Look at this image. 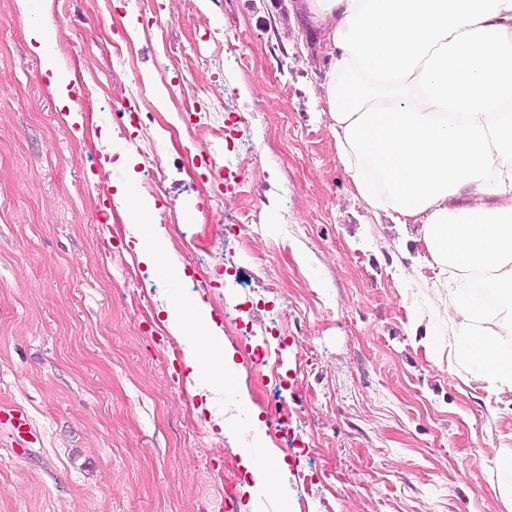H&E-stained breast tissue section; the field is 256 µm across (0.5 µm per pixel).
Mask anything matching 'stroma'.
Segmentation results:
<instances>
[{
	"instance_id": "35a3bbf8",
	"label": "stroma",
	"mask_w": 512,
	"mask_h": 512,
	"mask_svg": "<svg viewBox=\"0 0 512 512\" xmlns=\"http://www.w3.org/2000/svg\"><path fill=\"white\" fill-rule=\"evenodd\" d=\"M105 4L0 0V402L37 431L24 448L0 431V512H224L229 494L244 507L248 403L269 457L296 452L255 512H512L494 464L512 402L473 378L455 325L407 277L414 228L356 196L320 115L318 31L295 28L286 0H129L111 13L138 52L133 80L89 84L70 124L28 32L46 29L62 72L112 75ZM146 12L165 29L144 30ZM182 81L222 111L184 123ZM135 86L148 105L133 126L114 99ZM211 160L234 174L219 192L197 175ZM113 181L155 201V262L127 247L139 228ZM177 298L208 305L235 352L237 382L206 416L166 325ZM256 348L279 359L260 390ZM210 415L232 430L213 435Z\"/></svg>"
}]
</instances>
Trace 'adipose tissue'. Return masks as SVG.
Returning a JSON list of instances; mask_svg holds the SVG:
<instances>
[{
	"label": "adipose tissue",
	"mask_w": 512,
	"mask_h": 512,
	"mask_svg": "<svg viewBox=\"0 0 512 512\" xmlns=\"http://www.w3.org/2000/svg\"><path fill=\"white\" fill-rule=\"evenodd\" d=\"M324 32L322 115L354 191L377 215L418 225L409 276L452 273L477 380L512 394V317L491 322L465 283L512 307V0H294ZM189 378L234 379L232 350L197 299L168 306Z\"/></svg>",
	"instance_id": "adipose-tissue-1"
}]
</instances>
